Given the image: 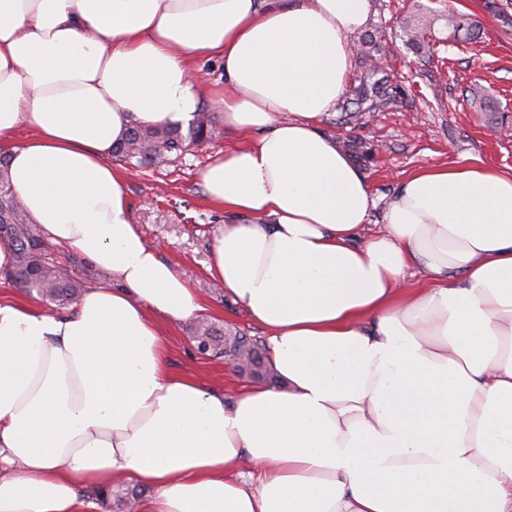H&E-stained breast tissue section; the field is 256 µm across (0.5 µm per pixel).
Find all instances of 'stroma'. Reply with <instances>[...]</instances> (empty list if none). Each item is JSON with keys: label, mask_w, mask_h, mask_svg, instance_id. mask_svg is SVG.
<instances>
[{"label": "stroma", "mask_w": 512, "mask_h": 512, "mask_svg": "<svg viewBox=\"0 0 512 512\" xmlns=\"http://www.w3.org/2000/svg\"><path fill=\"white\" fill-rule=\"evenodd\" d=\"M369 33H382V51L392 103L370 111L348 104L323 115L318 128L336 142H351L363 159L356 165L377 200L368 232H376L382 209L411 173L433 167L481 163L512 169V31L503 27L499 9L512 15V0H371ZM453 9L475 16L479 28L470 38L447 40L435 55L407 49L399 23L425 11ZM481 87L482 101L471 96ZM248 133L225 130L216 122L211 143L175 161L135 168L114 162L126 181L132 219L148 245L169 262L201 300L206 317L218 327L251 338H266L223 289L208 267L214 239L227 221L207 198L201 172L216 156L249 141ZM167 365L177 374L225 391L250 387V380L223 358L200 354L190 322L166 330Z\"/></svg>", "instance_id": "obj_1"}]
</instances>
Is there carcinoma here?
Instances as JSON below:
<instances>
[{"mask_svg": "<svg viewBox=\"0 0 512 512\" xmlns=\"http://www.w3.org/2000/svg\"><path fill=\"white\" fill-rule=\"evenodd\" d=\"M446 20L448 29L455 34L461 31L469 33L475 28L474 21L467 14L452 11L446 15ZM433 36L435 30L431 17L421 16L401 26L403 44L417 53L430 47L433 41L443 42V39L435 40ZM374 39V35L362 39L361 47L358 48V53L371 59V64L360 78L354 98L357 107L366 104L371 110L390 104L393 98L388 91V77L383 63L369 51V45ZM212 134L210 115L200 111L194 114L186 136L175 125H135L129 129L125 139L114 146L112 153L126 164L137 167L162 161L171 154L178 156L190 145L196 146L208 141ZM0 231L15 255L13 268L4 273L5 279L34 290L60 305L78 300L84 288L83 281L74 276L68 267L48 257L49 243L39 225L26 220L21 202L10 186L7 159L4 156L0 158ZM194 339L213 356H244L250 359L248 376L253 380L274 379L262 341L254 339L245 348L241 345L240 336L227 335L205 318L195 324Z\"/></svg>", "mask_w": 512, "mask_h": 512, "instance_id": "carcinoma-1", "label": "carcinoma"}]
</instances>
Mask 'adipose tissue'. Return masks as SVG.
<instances>
[{
  "mask_svg": "<svg viewBox=\"0 0 512 512\" xmlns=\"http://www.w3.org/2000/svg\"><path fill=\"white\" fill-rule=\"evenodd\" d=\"M370 0H0V152L27 218L112 273L57 315L0 293V512H512V173L407 177L376 200L316 121ZM224 59L202 171L233 215L212 277L268 332L282 388L225 401L167 370L163 322L202 311L131 219L113 146L198 111ZM27 130L16 142L19 130ZM462 281L410 287V264ZM262 473L258 489L244 465ZM136 489L137 491H140L142 493V498H146V497H149L150 495H152L154 493V490L149 487V486H146V485H142L138 482H136L135 480H128L126 481V483H123V484H119V485H116L114 487H112V510L109 509L107 506L103 505L102 502L96 497L95 493H94V489L95 488H91V487H81L80 489V492L88 498V500L92 501L95 506H96V510H94L95 512H121L123 509H121V507L118 505V502H117V497L116 495H118L119 492H126V489L130 490V489Z\"/></svg>",
  "mask_w": 512,
  "mask_h": 512,
  "instance_id": "1",
  "label": "adipose tissue"
}]
</instances>
